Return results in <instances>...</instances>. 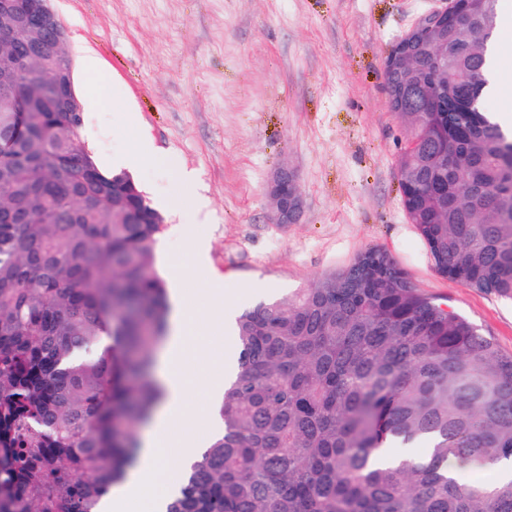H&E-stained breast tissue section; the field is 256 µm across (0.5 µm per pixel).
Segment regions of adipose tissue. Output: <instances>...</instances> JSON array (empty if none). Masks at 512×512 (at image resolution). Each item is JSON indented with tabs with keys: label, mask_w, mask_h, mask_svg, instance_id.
<instances>
[{
	"label": "adipose tissue",
	"mask_w": 512,
	"mask_h": 512,
	"mask_svg": "<svg viewBox=\"0 0 512 512\" xmlns=\"http://www.w3.org/2000/svg\"><path fill=\"white\" fill-rule=\"evenodd\" d=\"M171 304L169 335L156 368L165 396L141 435L137 464L113 487L104 512H131L140 502L145 503L147 512H159L162 499L181 482L180 470L167 468L166 453H175L184 463L198 452L196 419L188 398L196 384L197 357L202 350L200 315L181 292H172Z\"/></svg>",
	"instance_id": "1"
}]
</instances>
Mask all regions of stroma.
I'll return each instance as SVG.
<instances>
[{
  "mask_svg": "<svg viewBox=\"0 0 512 512\" xmlns=\"http://www.w3.org/2000/svg\"><path fill=\"white\" fill-rule=\"evenodd\" d=\"M69 32L80 136L97 160L147 140L162 161L130 174L163 217L156 268L206 310L235 284L237 309L271 301L384 250L424 294L445 301L512 354V299L436 270L401 201L405 130L390 112L384 61L442 0H50ZM96 60L100 73L87 71ZM293 167L300 223L277 224L265 187ZM194 175L192 185L178 169ZM207 201L197 217L194 198ZM206 246L205 263L186 241Z\"/></svg>",
  "mask_w": 512,
  "mask_h": 512,
  "instance_id": "35a3bbf8",
  "label": "stroma"
}]
</instances>
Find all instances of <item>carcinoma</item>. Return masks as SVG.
<instances>
[{
  "label": "carcinoma",
  "instance_id": "cac0c4a2",
  "mask_svg": "<svg viewBox=\"0 0 512 512\" xmlns=\"http://www.w3.org/2000/svg\"><path fill=\"white\" fill-rule=\"evenodd\" d=\"M496 26V0H471L384 76L436 270L512 298V136L483 108ZM39 49L19 32L0 58L33 106L0 96V512H98L161 397L164 225L132 176L100 170ZM409 86L445 98L399 112ZM237 346L224 434L167 512H512V480L476 477L512 459V355L385 251L243 310Z\"/></svg>",
  "mask_w": 512,
  "mask_h": 512
}]
</instances>
